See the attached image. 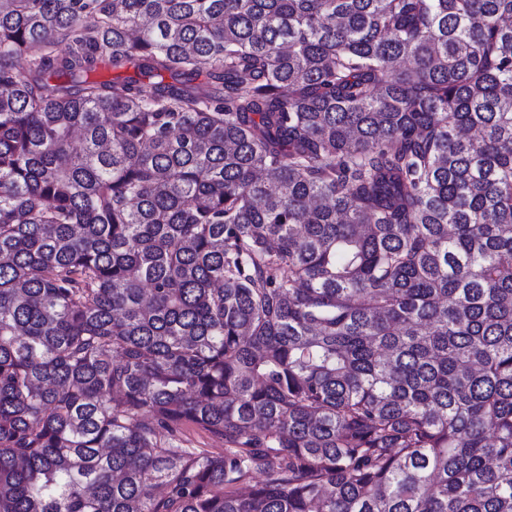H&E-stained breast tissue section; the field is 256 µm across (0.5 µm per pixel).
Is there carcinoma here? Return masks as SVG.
<instances>
[{
  "instance_id": "1",
  "label": "carcinoma",
  "mask_w": 512,
  "mask_h": 512,
  "mask_svg": "<svg viewBox=\"0 0 512 512\" xmlns=\"http://www.w3.org/2000/svg\"><path fill=\"white\" fill-rule=\"evenodd\" d=\"M0 512H512V0H0Z\"/></svg>"
}]
</instances>
